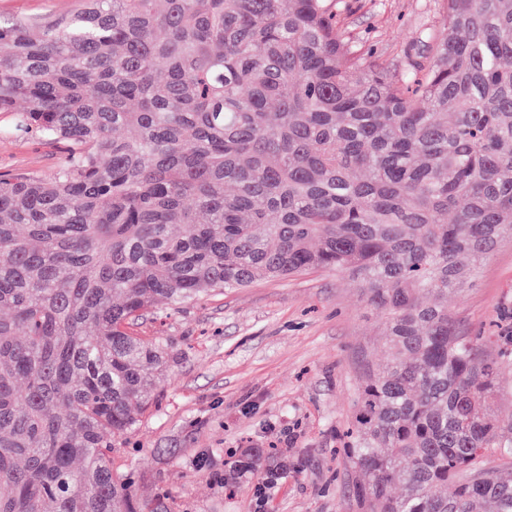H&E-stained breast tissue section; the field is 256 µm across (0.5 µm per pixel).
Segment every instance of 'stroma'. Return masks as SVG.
<instances>
[{
	"label": "stroma",
	"mask_w": 512,
	"mask_h": 512,
	"mask_svg": "<svg viewBox=\"0 0 512 512\" xmlns=\"http://www.w3.org/2000/svg\"><path fill=\"white\" fill-rule=\"evenodd\" d=\"M341 21L392 68L439 35L437 0H344ZM81 0H0V22L38 23ZM59 149L0 137V172L51 174ZM448 308L466 334L512 332V239L480 260ZM387 326L349 278L318 271L261 280L173 310L158 305L137 334L175 356L136 427L116 441L115 473L163 512H357L359 470L343 445L367 368L384 367ZM262 454L273 486L236 464Z\"/></svg>",
	"instance_id": "35a3bbf8"
}]
</instances>
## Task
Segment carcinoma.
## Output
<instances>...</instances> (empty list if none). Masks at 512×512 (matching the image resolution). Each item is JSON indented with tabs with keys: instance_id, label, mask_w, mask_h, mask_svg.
I'll list each match as a JSON object with an SVG mask.
<instances>
[{
	"instance_id": "carcinoma-1",
	"label": "carcinoma",
	"mask_w": 512,
	"mask_h": 512,
	"mask_svg": "<svg viewBox=\"0 0 512 512\" xmlns=\"http://www.w3.org/2000/svg\"><path fill=\"white\" fill-rule=\"evenodd\" d=\"M342 0H86L0 25L4 133L60 146L0 173V512H143L108 437L169 345L135 322L336 271L385 315L347 455L361 512H512V353L448 292L512 230V0H440L448 36L392 69ZM402 492L394 495L395 486ZM491 411L500 415L512 413V367L501 373L500 393L493 401Z\"/></svg>"
}]
</instances>
